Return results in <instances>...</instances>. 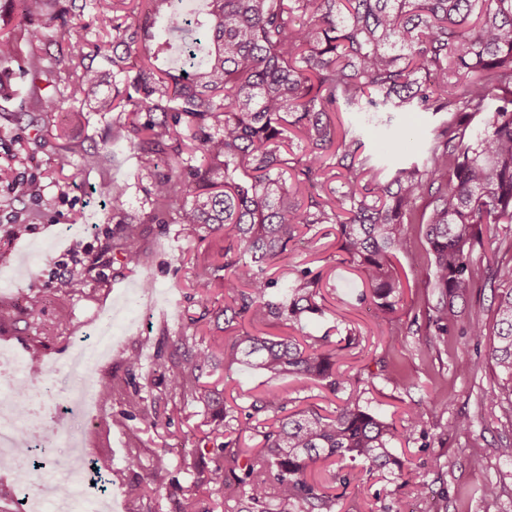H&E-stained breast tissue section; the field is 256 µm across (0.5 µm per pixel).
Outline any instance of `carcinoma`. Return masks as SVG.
I'll return each instance as SVG.
<instances>
[{
	"instance_id": "cac0c4a2",
	"label": "carcinoma",
	"mask_w": 512,
	"mask_h": 512,
	"mask_svg": "<svg viewBox=\"0 0 512 512\" xmlns=\"http://www.w3.org/2000/svg\"><path fill=\"white\" fill-rule=\"evenodd\" d=\"M8 2L19 9L31 44L45 41L53 21L89 5L100 28L112 32L110 95L102 93L103 72L91 63L101 45L69 43L71 97L79 106L67 111L60 134L86 108L124 112L129 106L139 114L115 123L107 139H124L150 178L147 221L179 224L188 235L222 230L232 238L234 256L221 266L220 285L230 298L224 327L248 315L299 323L322 312L310 270H295L283 285L269 274L288 259L302 224L337 225L347 261L360 270L376 305L392 309L401 290L393 258L412 245L405 225L423 224L438 291L432 323L448 334V313L476 281L473 244L491 228L512 224V0H204L199 14L186 11L182 0H69L67 8L58 0ZM133 2L140 10L129 23L118 12ZM176 33L190 66L172 73L152 59L170 49ZM17 54L16 36L1 35L0 62ZM133 56L141 64L130 68ZM26 65L35 79L53 83L44 56L32 55ZM64 102L35 94L32 108L61 112ZM350 108L385 126L383 150L397 141L411 144V135L392 125L393 112L422 108L448 119L433 130L422 164L399 167L383 181L360 134L336 122ZM185 131L204 154L198 165ZM293 138L307 149L297 160L288 150ZM326 175L345 190L301 195ZM122 237L126 259L139 262L137 223L124 224ZM486 280L501 288V343L490 359L512 380V264L498 265ZM217 347L226 367L243 363L270 380L291 377L301 391L318 383L331 403L347 390L335 351L314 342L246 334ZM217 352L209 345L154 362L169 395L203 403L216 421L210 431L216 447L193 449L197 458L185 464L195 491L184 489L169 471V450L158 448L148 481L130 497L166 486L181 493L178 512H211L199 510L197 492L230 487L236 503L248 504L246 512H332L336 496L308 480L320 460L338 465L333 483H347L341 463L361 461L427 494L416 470L392 453L403 434L357 400L329 415L289 413L288 394L270 386L248 414L282 413L260 431L262 448L224 447V429L250 427L233 425L234 411L200 386Z\"/></svg>"
}]
</instances>
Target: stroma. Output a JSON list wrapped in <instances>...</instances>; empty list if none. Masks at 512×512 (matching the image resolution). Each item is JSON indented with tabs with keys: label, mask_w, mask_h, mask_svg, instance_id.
Here are the masks:
<instances>
[{
	"label": "stroma",
	"mask_w": 512,
	"mask_h": 512,
	"mask_svg": "<svg viewBox=\"0 0 512 512\" xmlns=\"http://www.w3.org/2000/svg\"><path fill=\"white\" fill-rule=\"evenodd\" d=\"M49 35L35 49L20 44L12 62L0 63V226L29 227L13 245L0 243V346L36 356L34 386L54 389L58 383L82 381L71 372L77 342L111 330L112 343L91 374L98 387L112 393L99 396L89 417L48 421L46 446L63 449L68 441H80L104 472L105 498L120 501L144 478L151 450L167 449L174 471L187 452L209 445L210 412L197 402L176 403L154 370L156 356L176 353L182 336L206 345L243 332L304 333L335 348L344 377L366 379L362 404L404 433L393 453L417 467L431 492L422 498L413 486L358 465L347 468L346 485H334V512H512V460L498 453L501 445L512 443V403L492 406L484 400L488 390L503 383L488 357L496 291L477 281L466 300L457 302L447 335H438L430 320L437 291L431 286L423 225L408 227L413 245L399 257L402 294L394 310L384 311L369 298L360 273L342 260L335 225L321 224L313 231L301 228L288 263L319 277L323 315L299 328L268 327L249 318L225 327L216 318L226 301L223 289H214L204 309L194 283L205 269L223 265L228 238L220 232L188 236L177 224H144L143 261L128 262L120 225L150 209L149 180L136 155L116 139L104 167L86 168L76 154L68 169L58 170L55 157L62 142L55 128L62 114L21 112L34 89L25 69L31 52L50 56L56 88L66 96L69 39L107 40L89 8ZM112 181L127 186L118 205L101 193ZM76 211L82 223H70ZM64 276L71 287H62ZM63 311L68 321L62 325L58 315ZM476 311L485 322L480 333L470 326ZM350 333L358 339L351 347L345 342ZM133 353L142 364L132 371L126 359ZM266 381V375L246 366L228 368L220 362L202 379L204 386L223 390L227 406L240 419ZM135 391L156 413L157 425L130 411L126 397ZM65 398V392L54 389L49 401L58 407ZM415 414L420 417L416 425L410 421ZM488 485L493 495H484Z\"/></svg>",
	"instance_id": "obj_1"
}]
</instances>
